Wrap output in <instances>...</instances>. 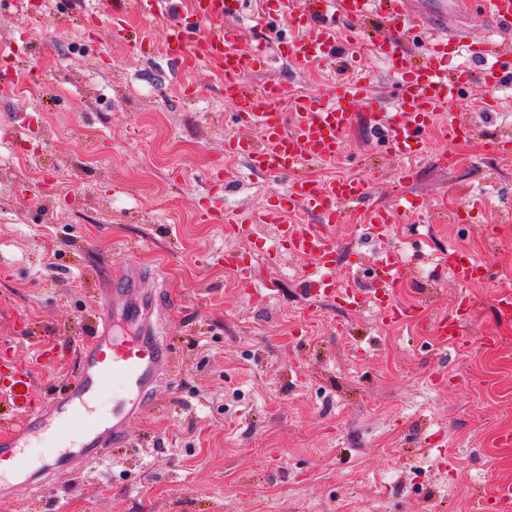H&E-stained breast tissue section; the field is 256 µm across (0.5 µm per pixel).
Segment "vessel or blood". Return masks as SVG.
Segmentation results:
<instances>
[{"label":"vessel or blood","mask_w":512,"mask_h":512,"mask_svg":"<svg viewBox=\"0 0 512 512\" xmlns=\"http://www.w3.org/2000/svg\"><path fill=\"white\" fill-rule=\"evenodd\" d=\"M271 17L282 19L295 29L292 39L280 42L286 56L300 61L319 62L336 55L339 40L350 49H358L356 37H345L348 21L376 20L407 29L427 31L421 63L415 64L401 46L387 39H375L374 51L390 62L399 76V114L373 113L370 129L385 137L388 151L396 156L421 155L425 152V133L433 118L447 113L449 142H460L475 135L470 121L451 113L454 99L475 83L495 86L504 78L499 66L503 41L499 31L488 32L483 39L467 43L449 40L445 26L438 19L420 13L416 0H269ZM245 0H193L189 16L179 14L175 0H101L104 13L114 33L127 31L128 19L149 17L167 25L163 38L146 29L135 32V44L149 56H163L183 67L205 64L224 78V98L234 108L235 122L241 127H256L263 134L261 142L242 137L226 139L227 152L248 157L253 169L261 174L287 179L289 205L313 214L318 222L290 224L282 221L278 209L269 208L252 215V222L273 224L278 228V242L289 253L314 261L321 275L314 284L317 294L339 299L355 309L368 298H375L382 321L398 323L421 316V305L398 307L390 297L410 271L398 257L387 256L379 263V273L372 289L356 285L338 286L334 277L338 243L332 232L344 221L348 205L365 199L362 183L354 180L321 182L311 177L312 165L336 157L344 134L351 127L357 108L368 106L366 77L348 76L321 93L299 95L275 82H253L255 73L269 63V44L260 39L248 49H240L236 29L230 21L242 10ZM456 52L481 62L480 73L470 68L449 69L448 54ZM289 101L291 110L279 109ZM368 229L383 234L394 223L392 212L368 207L363 214ZM448 270L456 283L467 284L487 278L486 260L470 255H449ZM110 304L129 306L130 319L136 325L132 336H117L112 322L104 318L95 325L89 340L79 349L76 376L63 383L56 397L43 399L32 386L29 370L16 368L11 385L0 387V397L20 396L22 405L13 420L0 428V468L9 467L13 481L0 480V497L13 496L17 487L31 492L49 488L55 475L73 473L86 464L100 460L119 443L129 439L131 418L153 406L152 393L158 378L172 367L169 350L158 340L148 320L153 299L141 295L130 299L128 283L114 281ZM473 308L470 295L460 296L451 317H437L426 326L443 340H456ZM116 382L112 405L98 412L96 403L108 382ZM52 439L64 446V453L46 457L33 466L26 450L35 443Z\"/></svg>","instance_id":"b4317fda"}]
</instances>
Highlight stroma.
I'll use <instances>...</instances> for the list:
<instances>
[{
    "mask_svg": "<svg viewBox=\"0 0 512 512\" xmlns=\"http://www.w3.org/2000/svg\"><path fill=\"white\" fill-rule=\"evenodd\" d=\"M51 8L61 24L0 9V57L57 80L44 96L0 86V181L12 186L0 202V361L28 364L37 391L56 394L106 286L134 270L156 294L151 322L177 370L158 382L156 407L131 420L129 444L45 494L0 499V512H477L479 498L512 484V316L491 300L512 289V155L484 147L512 135V77L456 100L453 113L476 129L468 142L448 145L438 123L423 157H393L361 111L336 160L311 170L367 181L371 205L395 209L402 193L422 202L379 237L336 225V281L371 287L379 258L400 252L412 273L397 302L435 317L460 292L479 299L464 340L446 343L382 323L374 304L311 294L312 261L279 248L274 225L238 234L204 221L277 204L285 187L225 154L227 137L261 134L231 125L219 72L142 58L132 35L93 17L92 0ZM68 52L84 67L59 68ZM358 69L372 108L393 111L394 70L372 53ZM336 77L278 57L254 80L315 94ZM486 90L497 111H485ZM19 116L32 119L22 139L9 134ZM448 148L451 164L439 158ZM55 167L72 175L66 191L44 186ZM213 170L231 186L209 179ZM489 234L493 280L460 288L442 259L479 251ZM119 238L136 251L115 250ZM228 250L246 256L245 270L225 267ZM485 335L499 344L480 345ZM35 343L50 361L32 359Z\"/></svg>",
    "mask_w": 512,
    "mask_h": 512,
    "instance_id": "obj_1",
    "label": "stroma"
}]
</instances>
